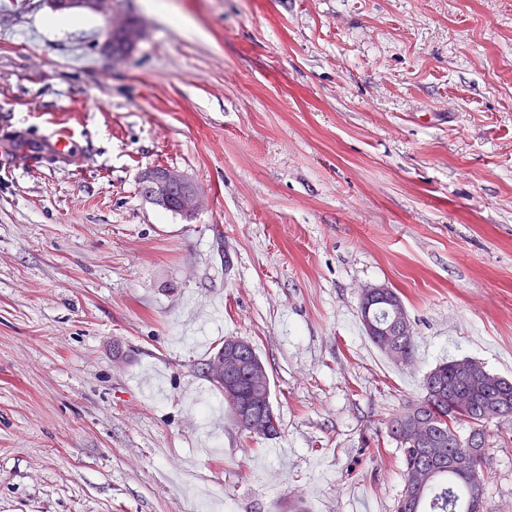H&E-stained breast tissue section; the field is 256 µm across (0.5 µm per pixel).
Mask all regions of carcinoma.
<instances>
[{"label": "carcinoma", "instance_id": "obj_1", "mask_svg": "<svg viewBox=\"0 0 512 512\" xmlns=\"http://www.w3.org/2000/svg\"><path fill=\"white\" fill-rule=\"evenodd\" d=\"M394 304L379 306L373 318L390 336L370 340L386 355L416 356L413 329L397 328L408 318L398 291ZM512 417V379L488 371L473 359L436 365L425 376L423 396L409 402L387 425L388 437L402 452L404 488L396 512H488L485 469L487 425ZM469 432L461 435L459 427Z\"/></svg>", "mask_w": 512, "mask_h": 512}]
</instances>
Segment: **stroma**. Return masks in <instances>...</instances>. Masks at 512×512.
Returning <instances> with one entry per match:
<instances>
[{"label":"stroma","instance_id":"stroma-1","mask_svg":"<svg viewBox=\"0 0 512 512\" xmlns=\"http://www.w3.org/2000/svg\"><path fill=\"white\" fill-rule=\"evenodd\" d=\"M145 2L55 34L0 0V512H394L426 373L512 378V0ZM113 16L143 28L121 58ZM157 166L194 218L141 196ZM382 282L411 364L363 330ZM228 337L275 438L202 374ZM487 434L512 512V418ZM125 19L121 21L112 20L110 18V23L107 29V35L105 44L107 47L112 45V54L116 55H125L133 51L136 47L131 41L121 36L120 34H112V31L119 30L124 26ZM156 167L141 174L142 196L151 204L175 214L192 217L199 208L200 198L193 183L180 171ZM160 170V171H152ZM177 198L178 204L175 200ZM169 206L164 207L165 205ZM276 419V426L271 425L268 431V426L270 422L268 421L266 415L261 412H253L247 414V419L245 420V426L248 428L249 431H251V434H261L264 432H267L261 437L264 438H272L279 434L280 431V417L278 415L275 416Z\"/></svg>","mask_w":512,"mask_h":512}]
</instances>
